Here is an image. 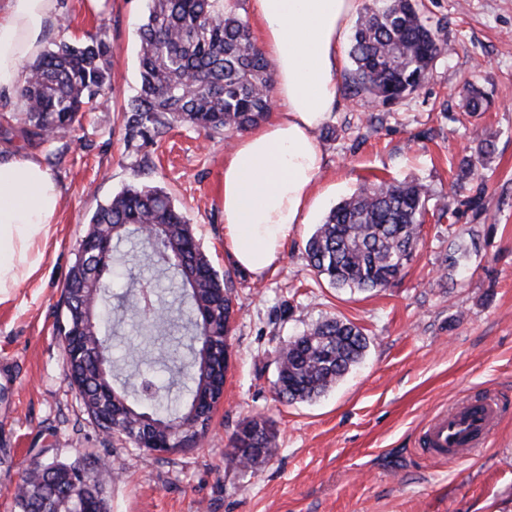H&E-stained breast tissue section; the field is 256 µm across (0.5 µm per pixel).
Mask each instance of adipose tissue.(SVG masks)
<instances>
[{
    "label": "adipose tissue",
    "instance_id": "ef3b65f1",
    "mask_svg": "<svg viewBox=\"0 0 512 512\" xmlns=\"http://www.w3.org/2000/svg\"><path fill=\"white\" fill-rule=\"evenodd\" d=\"M274 70L275 115L241 137L224 159V246L263 278L310 207L323 168L314 137L334 112L346 20L358 0H255ZM58 0H0V91L25 85V60L43 48ZM62 198L39 160L0 161V303L44 261Z\"/></svg>",
    "mask_w": 512,
    "mask_h": 512
}]
</instances>
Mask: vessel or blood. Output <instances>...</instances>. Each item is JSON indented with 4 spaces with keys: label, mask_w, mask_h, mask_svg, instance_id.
<instances>
[{
    "label": "vessel or blood",
    "mask_w": 512,
    "mask_h": 512,
    "mask_svg": "<svg viewBox=\"0 0 512 512\" xmlns=\"http://www.w3.org/2000/svg\"><path fill=\"white\" fill-rule=\"evenodd\" d=\"M502 415V403L494 395L462 398L430 419L422 431L421 444L431 455L445 459L478 452L499 426Z\"/></svg>",
    "instance_id": "vessel-or-blood-1"
}]
</instances>
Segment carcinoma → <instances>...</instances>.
Segmentation results:
<instances>
[{"mask_svg":"<svg viewBox=\"0 0 512 512\" xmlns=\"http://www.w3.org/2000/svg\"><path fill=\"white\" fill-rule=\"evenodd\" d=\"M141 83L122 109L128 142L154 138L175 123H187L210 136L229 137L263 121L272 102L273 76L253 42L247 20L224 0H150L139 27ZM447 43L424 17L421 0H374L357 20L350 57L354 69L349 93L388 104L415 92L428 78ZM111 47L106 38L62 40L28 67L20 90L25 108L24 134L49 145L80 123L82 114L107 101L112 90ZM485 96L469 88L466 112L484 111ZM493 135L482 131L475 157L458 167L457 184L470 185L467 203L475 215L484 210L483 182L476 164L493 152ZM427 188L419 182L359 186L333 207L305 244L308 266L339 289L379 291L403 273L417 248L425 221ZM87 236L105 239L100 255L77 256L62 291L60 337L80 323L82 347L65 357L89 417L102 432L118 433L138 448L158 438L175 440L189 428L203 438L211 417L198 420L197 399L216 388L205 368L209 352L226 343L234 309L231 273H219L195 238L192 225L168 193L148 185L123 190L97 209ZM136 239L141 255L165 275L186 306L183 328L188 353H167V384L151 376L131 380L112 361V310L108 275L120 246ZM369 339L356 324L330 318L288 340L277 355L278 398L287 403L315 399L332 389L364 357ZM227 456L256 468L276 453L268 419L243 420L228 443ZM107 475L94 465L51 461L27 470L15 494L19 512H81L93 505L107 512L103 486Z\"/></svg>","mask_w":512,"mask_h":512,"instance_id":"cac0c4a2","label":"carcinoma"}]
</instances>
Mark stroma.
Instances as JSON below:
<instances>
[{"mask_svg":"<svg viewBox=\"0 0 512 512\" xmlns=\"http://www.w3.org/2000/svg\"><path fill=\"white\" fill-rule=\"evenodd\" d=\"M448 50L425 83L383 107L340 92L316 132L324 166L311 190L316 204L297 225L276 268L261 279L224 252V158L232 145L188 125L140 147L125 143L121 108L139 84L137 29L148 0H59L67 28L53 26L46 47L106 33L112 47V94L57 143L64 155L49 170L62 200L56 231L39 271L0 303V512L34 464L105 460L114 479L110 512H512V0H422ZM488 97L485 112L464 118V83ZM0 156L45 160L46 145L23 141L18 94L0 93ZM494 136L485 210L473 216L455 175L476 146ZM420 181L427 213L413 260L379 292H350L316 277L304 242L328 212L364 182ZM130 185L168 192L214 267L231 272L235 317L228 337L224 397L207 435L192 450L158 458L102 434L70 383L55 332L62 289L86 234V222ZM447 202V215L437 206ZM463 252L448 277L449 246ZM151 284L156 308L176 314L168 281L146 261L112 268V300L130 311L115 328L112 357L131 372L149 370L183 335L156 337L136 314L130 277ZM342 317L369 338L362 361L313 401L276 399V352L312 323ZM485 393L506 403L503 420L482 450L442 460L421 448L420 433L457 399ZM271 420L277 453L246 470L227 456L246 418Z\"/></svg>","mask_w":512,"mask_h":512,"instance_id":"35a3bbf8","label":"stroma"}]
</instances>
